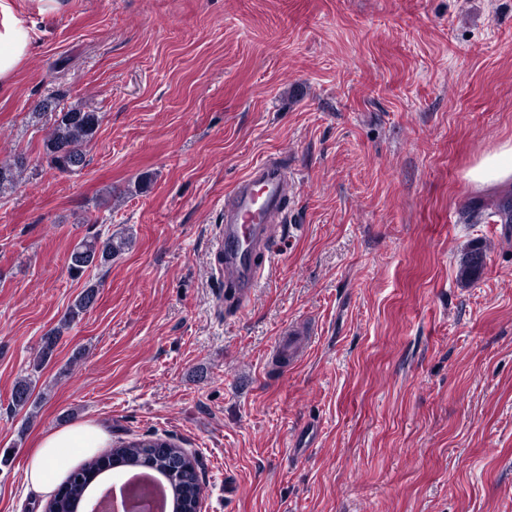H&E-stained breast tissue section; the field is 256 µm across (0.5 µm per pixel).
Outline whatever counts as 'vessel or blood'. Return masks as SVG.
Returning <instances> with one entry per match:
<instances>
[{
  "mask_svg": "<svg viewBox=\"0 0 512 512\" xmlns=\"http://www.w3.org/2000/svg\"><path fill=\"white\" fill-rule=\"evenodd\" d=\"M292 178L287 166L266 160L252 166L224 201V218L217 236L219 271L247 303L266 277L256 260L271 237L272 225L285 211Z\"/></svg>",
  "mask_w": 512,
  "mask_h": 512,
  "instance_id": "obj_1",
  "label": "vessel or blood"
}]
</instances>
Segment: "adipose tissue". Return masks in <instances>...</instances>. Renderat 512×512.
Wrapping results in <instances>:
<instances>
[{
  "instance_id": "adipose-tissue-1",
  "label": "adipose tissue",
  "mask_w": 512,
  "mask_h": 512,
  "mask_svg": "<svg viewBox=\"0 0 512 512\" xmlns=\"http://www.w3.org/2000/svg\"><path fill=\"white\" fill-rule=\"evenodd\" d=\"M28 52L27 33L15 22L4 0H0V80L9 78ZM465 177L479 190L511 182L512 139L485 152L467 169ZM106 443V433L89 423L71 424L46 434L26 461L24 477L27 486L50 491L63 473L64 456L92 455Z\"/></svg>"
}]
</instances>
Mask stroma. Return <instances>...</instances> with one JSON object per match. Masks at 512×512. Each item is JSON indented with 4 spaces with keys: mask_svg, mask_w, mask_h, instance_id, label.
I'll list each match as a JSON object with an SVG mask.
<instances>
[{
    "mask_svg": "<svg viewBox=\"0 0 512 512\" xmlns=\"http://www.w3.org/2000/svg\"><path fill=\"white\" fill-rule=\"evenodd\" d=\"M9 2L30 49L0 81V162L28 170L0 194V512H42L26 457L78 422L185 448L201 512H512V224L461 218L512 194L465 178L512 138V0ZM59 92L102 116L77 174L43 152ZM267 158L288 231L242 311L215 238ZM95 231L131 244L72 278ZM296 325L304 356L272 364ZM485 248L482 243H474L464 253L458 269V278L461 282H471L479 275L483 267ZM96 286L89 285L77 296L74 302L67 308L62 320L61 327L51 332L44 338V343L39 351L36 362L33 364V371L40 372L50 361L54 347L60 338L61 329L69 327L73 322L78 320L81 315L86 313L95 303L97 290ZM35 385L36 382L30 377L21 378L15 383L11 393V403L14 410H22L34 404V401L31 403L30 401Z\"/></svg>",
    "mask_w": 512,
    "mask_h": 512,
    "instance_id": "1",
    "label": "stroma"
}]
</instances>
